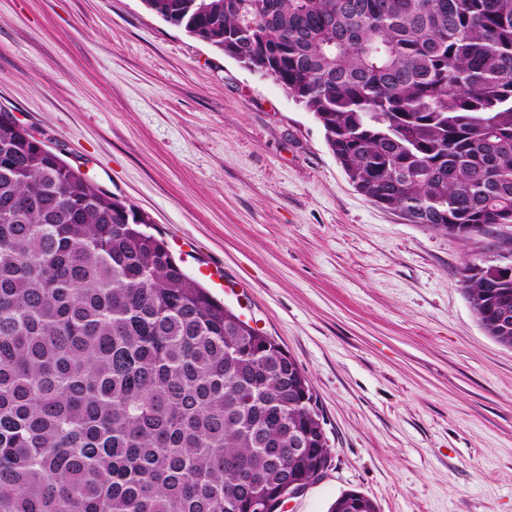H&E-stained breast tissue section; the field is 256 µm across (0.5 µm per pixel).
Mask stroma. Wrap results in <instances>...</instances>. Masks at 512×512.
Here are the masks:
<instances>
[{
	"mask_svg": "<svg viewBox=\"0 0 512 512\" xmlns=\"http://www.w3.org/2000/svg\"><path fill=\"white\" fill-rule=\"evenodd\" d=\"M0 112L151 215L311 381L331 462L284 512H512V348L461 285L495 259L358 193L314 115L143 0H0ZM329 512H377L374 502L357 491H345L330 505Z\"/></svg>",
	"mask_w": 512,
	"mask_h": 512,
	"instance_id": "35a3bbf8",
	"label": "stroma"
}]
</instances>
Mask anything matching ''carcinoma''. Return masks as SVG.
Masks as SVG:
<instances>
[{"mask_svg":"<svg viewBox=\"0 0 512 512\" xmlns=\"http://www.w3.org/2000/svg\"><path fill=\"white\" fill-rule=\"evenodd\" d=\"M143 2L303 104L380 207L462 239L512 225V0ZM152 224L0 113V512H252L328 467L297 361ZM461 282L512 348L491 324L512 267Z\"/></svg>","mask_w":512,"mask_h":512,"instance_id":"carcinoma-1","label":"carcinoma"}]
</instances>
